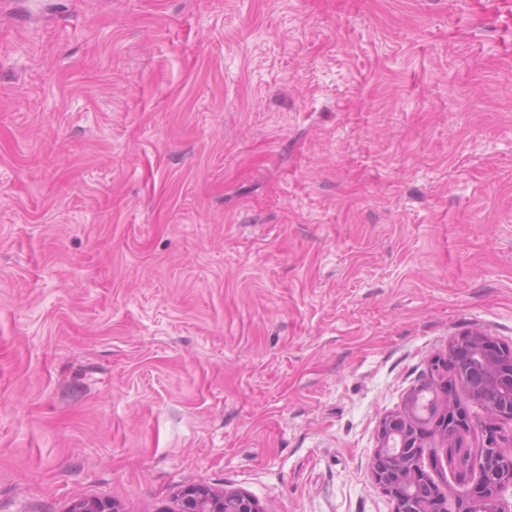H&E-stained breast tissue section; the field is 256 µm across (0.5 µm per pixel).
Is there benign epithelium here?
I'll return each mask as SVG.
<instances>
[{"instance_id":"7a95c632","label":"benign epithelium","mask_w":512,"mask_h":512,"mask_svg":"<svg viewBox=\"0 0 512 512\" xmlns=\"http://www.w3.org/2000/svg\"><path fill=\"white\" fill-rule=\"evenodd\" d=\"M454 341L448 356L433 361L441 371L456 359L468 356L476 370L463 385L472 399L485 406L488 416L481 423L483 437L477 472L463 490L447 495L433 482L419 490L416 481L428 475L423 465L425 449L439 446L447 451L464 448L473 427L467 409L457 401L458 387L443 382L446 390L439 400V414L433 422L412 401L400 413L385 417L380 425L379 443L372 456L371 474L375 485L396 503V512H509L501 498L512 488V432H503L497 420L512 421V347H506L482 333L469 334L468 350ZM70 512H115L109 500H91L73 505ZM179 512H260L256 501L241 492L217 494L207 488L189 487L180 495Z\"/></svg>"}]
</instances>
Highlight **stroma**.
I'll return each instance as SVG.
<instances>
[{
	"label": "stroma",
	"mask_w": 512,
	"mask_h": 512,
	"mask_svg": "<svg viewBox=\"0 0 512 512\" xmlns=\"http://www.w3.org/2000/svg\"><path fill=\"white\" fill-rule=\"evenodd\" d=\"M512 347V0L0 10V512H395L381 421ZM179 512H261L256 501L241 492L217 494L207 488L189 487L180 495Z\"/></svg>",
	"instance_id": "stroma-1"
}]
</instances>
